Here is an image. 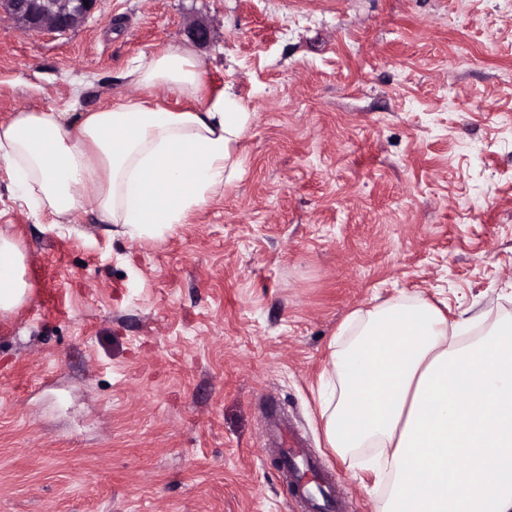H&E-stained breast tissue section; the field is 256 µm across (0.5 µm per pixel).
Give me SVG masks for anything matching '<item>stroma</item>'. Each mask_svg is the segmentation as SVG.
<instances>
[{
    "instance_id": "obj_1",
    "label": "stroma",
    "mask_w": 512,
    "mask_h": 512,
    "mask_svg": "<svg viewBox=\"0 0 512 512\" xmlns=\"http://www.w3.org/2000/svg\"><path fill=\"white\" fill-rule=\"evenodd\" d=\"M167 46L254 114L223 196L132 244L93 213L47 223L0 172L32 285L0 314V512H307L269 444L279 408L342 512H371L380 486L324 442L319 376L376 298L512 317V0H100L62 35L5 19L0 116L105 106Z\"/></svg>"
}]
</instances>
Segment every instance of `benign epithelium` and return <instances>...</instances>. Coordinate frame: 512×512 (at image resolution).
Returning <instances> with one entry per match:
<instances>
[{
	"label": "benign epithelium",
	"mask_w": 512,
	"mask_h": 512,
	"mask_svg": "<svg viewBox=\"0 0 512 512\" xmlns=\"http://www.w3.org/2000/svg\"><path fill=\"white\" fill-rule=\"evenodd\" d=\"M99 0H0V19L6 17L34 33L65 34L83 25Z\"/></svg>",
	"instance_id": "1"
}]
</instances>
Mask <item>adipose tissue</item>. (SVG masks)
Returning a JSON list of instances; mask_svg holds the SVG:
<instances>
[{"instance_id": "1", "label": "adipose tissue", "mask_w": 512, "mask_h": 512, "mask_svg": "<svg viewBox=\"0 0 512 512\" xmlns=\"http://www.w3.org/2000/svg\"><path fill=\"white\" fill-rule=\"evenodd\" d=\"M125 76L134 94L75 119L27 107L0 119V166L51 223L94 212L129 241L161 240L235 178L253 115L233 93L207 91L184 47L134 58ZM169 95L193 105L165 107ZM30 289L22 245L0 228V313ZM480 321L400 297L353 311L332 339L324 440L386 482L373 512H512V319L465 340Z\"/></svg>"}]
</instances>
